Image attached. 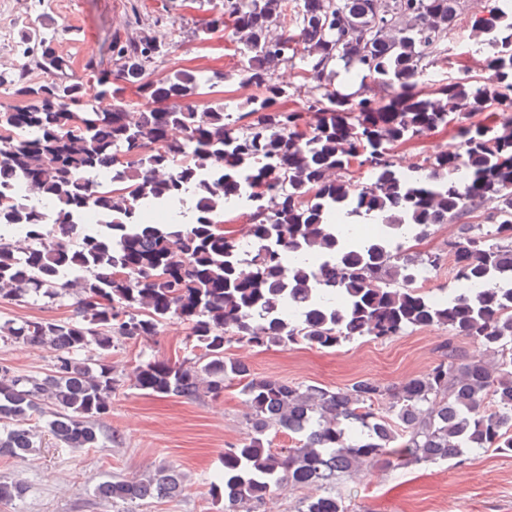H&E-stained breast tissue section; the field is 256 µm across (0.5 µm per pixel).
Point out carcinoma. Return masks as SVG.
<instances>
[{
	"label": "carcinoma",
	"mask_w": 512,
	"mask_h": 512,
	"mask_svg": "<svg viewBox=\"0 0 512 512\" xmlns=\"http://www.w3.org/2000/svg\"><path fill=\"white\" fill-rule=\"evenodd\" d=\"M464 0H224L199 34L224 29L246 46L237 77L257 94L234 115L224 103L194 98L224 74L147 70L166 54L142 28L117 47L113 80L87 97L58 74L65 59L42 36L0 87L19 100L0 105V298L74 296L66 320L0 323V339L54 354L44 375L0 366V455L39 447L28 421L47 408L62 446L94 448L123 379L107 361L114 344L158 334L171 319L190 326L202 355L149 359L131 374L148 394L197 400L236 380L250 432L224 449L210 495L224 512H265L284 487L311 488L297 512H348L336 485L394 461H464L470 451L512 457V0H485L470 25L485 42L489 77L424 87L426 63L448 52ZM300 65L307 111L288 110L278 66ZM45 78L33 81L32 68ZM342 68L359 88L329 79ZM146 100L137 112L124 98ZM485 121L457 130L459 149L443 151L412 178L396 168L395 147L447 127L457 115ZM367 167L366 184L345 176ZM190 194L194 218L175 219ZM54 204L48 221L40 201ZM250 209L246 237L224 230V208ZM487 201V223L469 217ZM377 218L371 234L345 218ZM458 225L448 253L418 256L392 247L411 227L423 235ZM451 260L471 284L433 298L417 283ZM448 330L442 358L385 387L370 379L327 388L258 377L224 356L235 339L257 349L305 343L336 350L408 330ZM473 339L483 353L454 345ZM95 350L91 362L82 354ZM390 401L383 416L375 402ZM282 430L296 445L273 449ZM183 477L159 468L104 480L98 497L134 504L177 496ZM26 483L0 479V500L21 499Z\"/></svg>",
	"instance_id": "cac0c4a2"
}]
</instances>
